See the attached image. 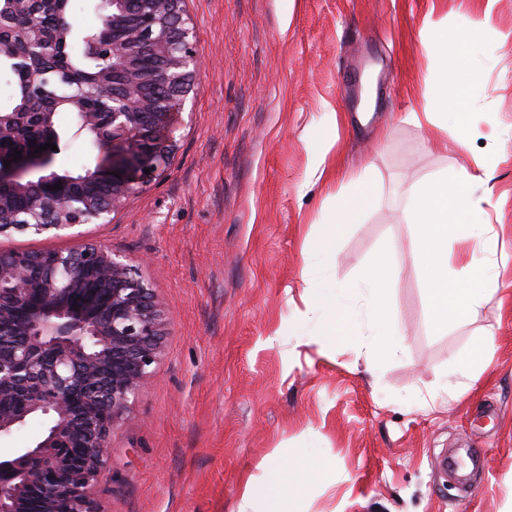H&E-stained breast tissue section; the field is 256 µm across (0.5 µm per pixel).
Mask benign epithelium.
<instances>
[{
	"label": "benign epithelium",
	"mask_w": 512,
	"mask_h": 512,
	"mask_svg": "<svg viewBox=\"0 0 512 512\" xmlns=\"http://www.w3.org/2000/svg\"><path fill=\"white\" fill-rule=\"evenodd\" d=\"M149 24L161 25L154 46L158 76L167 91L160 109L142 94L118 97L108 120L112 137L103 140L99 172H114L112 196L95 213L107 221L137 187L165 162L166 129L175 107L189 95L196 68L192 32L184 27L179 0H154ZM130 33L118 68L138 55ZM53 150L23 154L4 166L0 187L24 189L30 176L45 173ZM149 173H144V170ZM44 183V224H0L10 230H71L82 223L71 208L92 184L75 182L70 194ZM164 314L151 288L121 256L102 244L82 243L67 252L16 253L0 261V438L35 415L48 417L44 436L28 448L0 450V512H95L93 484L109 453L110 435L129 402L152 373L161 354ZM81 438L76 464L62 440Z\"/></svg>",
	"instance_id": "benign-epithelium-1"
}]
</instances>
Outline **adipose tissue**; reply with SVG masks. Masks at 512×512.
Segmentation results:
<instances>
[{
	"label": "adipose tissue",
	"instance_id": "obj_1",
	"mask_svg": "<svg viewBox=\"0 0 512 512\" xmlns=\"http://www.w3.org/2000/svg\"><path fill=\"white\" fill-rule=\"evenodd\" d=\"M467 99V87L437 88L429 92L422 114L424 121L439 131H452V141L460 148L466 147L469 133ZM492 177V171L480 163L475 170H461L455 179L425 178L405 189L415 229L412 253L424 267L425 295L435 330L465 322L499 290L491 238L471 235V245L460 253L456 266L448 264L449 239L458 236L462 224L481 225ZM367 205L368 197L360 190L344 198L333 218L321 224L317 252L334 255L339 227L359 223ZM394 251V245H386L361 269L352 287L332 290L315 282L308 285L307 308L319 313L322 320L318 341L333 345L351 332L365 337L368 369L374 374L379 371L380 359L395 355L400 348L386 302V287L394 274ZM291 473L303 487L319 475L315 464L305 457L271 468L262 484L247 485L238 512H290L282 488Z\"/></svg>",
	"mask_w": 512,
	"mask_h": 512
}]
</instances>
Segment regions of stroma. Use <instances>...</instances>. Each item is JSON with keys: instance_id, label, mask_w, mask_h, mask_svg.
Masks as SVG:
<instances>
[{"instance_id": "stroma-1", "label": "stroma", "mask_w": 512, "mask_h": 512, "mask_svg": "<svg viewBox=\"0 0 512 512\" xmlns=\"http://www.w3.org/2000/svg\"><path fill=\"white\" fill-rule=\"evenodd\" d=\"M198 67L162 172L109 223L0 234V251L107 246L165 314L162 355L93 489L96 512H237L247 482L310 458L296 512H512V0H184ZM480 29L467 149L422 111L445 72L434 30ZM482 161L500 291L462 324L431 326L403 189ZM322 175H313L314 166ZM369 207L336 255L314 240L352 182ZM396 246L387 301L401 346L378 376L358 337L316 342L306 279L354 284ZM492 334L474 388L446 387Z\"/></svg>"}]
</instances>
